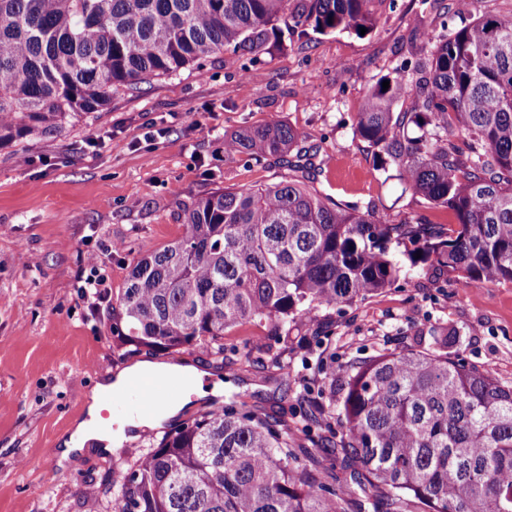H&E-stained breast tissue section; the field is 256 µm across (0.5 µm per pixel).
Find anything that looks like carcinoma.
<instances>
[{
  "label": "carcinoma",
  "mask_w": 512,
  "mask_h": 512,
  "mask_svg": "<svg viewBox=\"0 0 512 512\" xmlns=\"http://www.w3.org/2000/svg\"><path fill=\"white\" fill-rule=\"evenodd\" d=\"M372 0H0V147L59 132L112 90L199 66L222 52L255 57L289 29L372 30ZM438 38L414 67L411 110L393 112L399 78L378 82L356 113L376 170L394 169L448 227L391 224L284 179L217 188L186 208L185 233L134 261L112 296L119 346L194 347L229 366L224 334L268 325L283 345L323 330L316 313L382 291L411 271L452 274L467 288L512 282V14L485 16ZM463 139L469 154L448 145ZM286 124L224 137L229 155H288ZM403 246L398 258L391 245ZM421 257H416V254ZM434 347L352 360L298 396L296 428L232 396L161 438L119 452L123 468L81 491L84 512H512V386ZM343 434L336 437V426ZM306 435L312 446L298 443Z\"/></svg>",
  "instance_id": "1"
}]
</instances>
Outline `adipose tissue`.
<instances>
[{"instance_id": "obj_1", "label": "adipose tissue", "mask_w": 512, "mask_h": 512, "mask_svg": "<svg viewBox=\"0 0 512 512\" xmlns=\"http://www.w3.org/2000/svg\"><path fill=\"white\" fill-rule=\"evenodd\" d=\"M147 368V362L139 361L117 372L115 378L96 383L87 399L84 418L77 422L57 450L59 463L71 462L90 452L110 451L121 446L125 439L123 432L112 431L102 423V402L108 393L120 392L131 376L146 372Z\"/></svg>"}]
</instances>
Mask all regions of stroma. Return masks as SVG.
Here are the masks:
<instances>
[{
  "mask_svg": "<svg viewBox=\"0 0 512 512\" xmlns=\"http://www.w3.org/2000/svg\"><path fill=\"white\" fill-rule=\"evenodd\" d=\"M375 27L299 35L252 60L218 54L201 68L118 89L105 108L70 118L57 133L0 148V512H82L81 489L119 472L117 455L62 466L56 455L102 375L144 358L112 339V302L80 282L88 254L111 288L134 259L184 233L185 209L218 187L254 188L293 177L340 206L391 223L450 224L397 179L375 170L354 133L364 93L387 75L412 82L415 25L447 12L455 29L512 13V0H373ZM282 122L311 148L310 167L224 152V136ZM97 142H89V134ZM322 348L343 363L428 348L430 329L455 337L452 353L512 385V283L467 288L453 275L419 271L350 304L321 309ZM295 337L289 374L278 366L215 371L225 393L266 411L292 409L312 378ZM54 480H47V472Z\"/></svg>",
  "mask_w": 512,
  "mask_h": 512,
  "instance_id": "35a3bbf8",
  "label": "stroma"
}]
</instances>
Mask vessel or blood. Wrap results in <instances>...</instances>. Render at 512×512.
<instances>
[{"label": "vessel or blood", "instance_id": "vessel-or-blood-1", "mask_svg": "<svg viewBox=\"0 0 512 512\" xmlns=\"http://www.w3.org/2000/svg\"><path fill=\"white\" fill-rule=\"evenodd\" d=\"M178 396L177 383L159 374L146 373L132 376L122 392L111 395L110 404L131 411L133 416L149 418Z\"/></svg>", "mask_w": 512, "mask_h": 512}]
</instances>
